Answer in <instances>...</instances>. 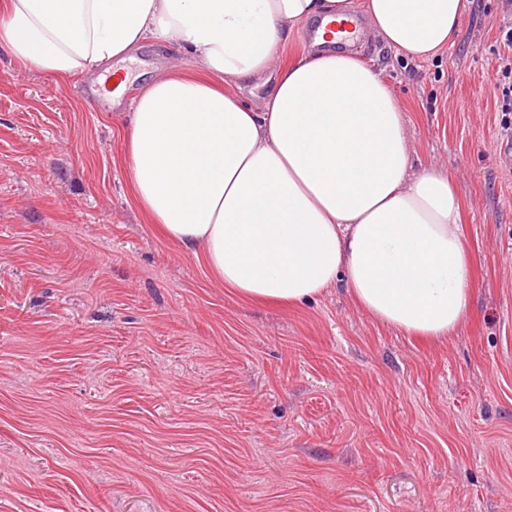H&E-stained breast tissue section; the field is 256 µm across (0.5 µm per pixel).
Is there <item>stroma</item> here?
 <instances>
[{"mask_svg":"<svg viewBox=\"0 0 512 512\" xmlns=\"http://www.w3.org/2000/svg\"><path fill=\"white\" fill-rule=\"evenodd\" d=\"M407 62L369 35L416 169L463 203L465 321L443 340L341 288L231 294L135 204L125 131L172 47L124 61L115 112L0 49V512H512V139L493 97L512 0H468Z\"/></svg>","mask_w":512,"mask_h":512,"instance_id":"obj_1","label":"stroma"}]
</instances>
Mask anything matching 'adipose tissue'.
I'll return each instance as SVG.
<instances>
[{
  "label": "adipose tissue",
  "instance_id": "obj_1",
  "mask_svg": "<svg viewBox=\"0 0 512 512\" xmlns=\"http://www.w3.org/2000/svg\"><path fill=\"white\" fill-rule=\"evenodd\" d=\"M467 0H5L0 47L51 76L85 74L148 41L176 46L203 77L154 75L127 129L137 206L246 301L303 304L346 288L372 318L441 339L463 323L471 260L446 172H413L391 87L310 22L360 12L409 61L441 57ZM270 83L256 106L240 93ZM310 26V24L306 25L300 32L293 35L288 42L280 46L279 55L283 63H288V61L294 59L307 49L308 44L312 41L307 35L311 28Z\"/></svg>",
  "mask_w": 512,
  "mask_h": 512
}]
</instances>
